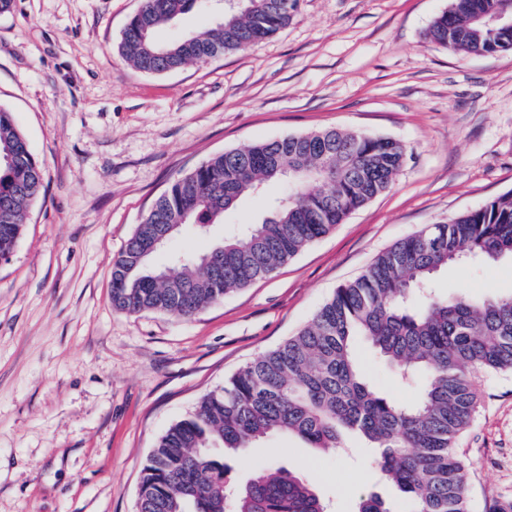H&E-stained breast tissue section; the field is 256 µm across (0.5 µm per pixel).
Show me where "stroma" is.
Here are the masks:
<instances>
[{"mask_svg":"<svg viewBox=\"0 0 512 512\" xmlns=\"http://www.w3.org/2000/svg\"><path fill=\"white\" fill-rule=\"evenodd\" d=\"M452 0H300L248 48L164 74L120 54L140 0H14L0 13V107L43 171L14 253L0 260V512H136L146 458L238 368L296 333L385 250L512 192V50L429 42ZM327 128L388 137L405 163L381 195L270 277L194 317L115 310L112 262L155 199L214 155ZM440 293L512 292V260L439 273ZM370 381L406 403L366 345ZM456 446L472 461L469 512L512 502V373L481 376ZM374 452L276 435L228 456L239 482L270 464L331 512L369 492L403 512Z\"/></svg>","mask_w":512,"mask_h":512,"instance_id":"obj_1","label":"stroma"}]
</instances>
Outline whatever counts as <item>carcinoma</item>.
<instances>
[{"mask_svg":"<svg viewBox=\"0 0 512 512\" xmlns=\"http://www.w3.org/2000/svg\"><path fill=\"white\" fill-rule=\"evenodd\" d=\"M211 0H142L120 51L137 69L160 74L266 40L294 18L298 0H246L219 25L162 42L157 31ZM509 0H454L429 39L445 49L494 54L512 33L478 31L473 17ZM405 161L394 139L326 129L227 150L178 177L142 218L112 266V306L135 314L189 318L237 289L266 278L388 189ZM288 169V191L268 198L269 215L224 235L198 258L152 269L148 262L185 225L223 223L247 194L261 195ZM43 173L13 115L0 108V259L14 252ZM512 258V195L393 245L357 279L336 289L298 333L244 365L201 398L150 451L138 512H326L313 486L270 465L229 487L224 452H244L272 435L311 448H346L360 436L375 465L410 504L408 512H468L471 462L456 439L480 406L481 373L512 372V293L441 295L436 275L450 264ZM365 342L403 380L418 379L412 404L375 388L355 356ZM358 512H393L362 498Z\"/></svg>","mask_w":512,"mask_h":512,"instance_id":"1","label":"carcinoma"}]
</instances>
